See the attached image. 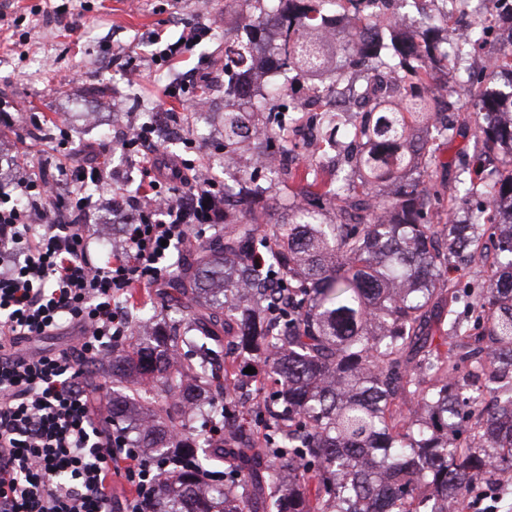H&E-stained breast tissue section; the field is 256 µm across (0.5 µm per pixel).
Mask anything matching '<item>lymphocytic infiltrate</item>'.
<instances>
[{"mask_svg": "<svg viewBox=\"0 0 512 512\" xmlns=\"http://www.w3.org/2000/svg\"><path fill=\"white\" fill-rule=\"evenodd\" d=\"M153 133L144 123L117 144L150 180L107 261L91 256L86 222L97 207L87 185L112 176L101 162L66 171L67 197L45 173L0 197V512H112L116 477L130 488L124 512H150L173 475L169 458L97 418L82 371L129 336L128 289L159 281L173 249L222 216L223 187L191 181L194 162L169 159ZM66 331L71 344L40 347Z\"/></svg>", "mask_w": 512, "mask_h": 512, "instance_id": "obj_1", "label": "lymphocytic infiltrate"}]
</instances>
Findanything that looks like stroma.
Listing matches in <instances>:
<instances>
[{"mask_svg": "<svg viewBox=\"0 0 512 512\" xmlns=\"http://www.w3.org/2000/svg\"><path fill=\"white\" fill-rule=\"evenodd\" d=\"M246 15L242 0H0V104L7 111L0 117V187L24 172L57 171L93 145L113 173L99 197L122 203L113 222L134 220L124 201L147 180L112 148L119 134L109 123L119 105L143 123L161 112L175 116L181 134L156 127L159 149L194 157L212 178L238 183L242 169L224 162V62L215 49L241 34ZM197 25L207 27V38L183 48L175 62L152 61ZM207 82L216 86L210 109L194 113L189 89ZM62 127L71 134L68 146L47 141ZM201 133L209 150L190 155L185 142Z\"/></svg>", "mask_w": 512, "mask_h": 512, "instance_id": "obj_1", "label": "stroma"}]
</instances>
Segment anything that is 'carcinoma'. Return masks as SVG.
Returning <instances> with one entry per match:
<instances>
[{"instance_id":"cac0c4a2","label":"carcinoma","mask_w":512,"mask_h":512,"mask_svg":"<svg viewBox=\"0 0 512 512\" xmlns=\"http://www.w3.org/2000/svg\"><path fill=\"white\" fill-rule=\"evenodd\" d=\"M247 37L224 44V83L233 91L265 39L264 17L279 12L275 45L288 83L309 75L329 98L343 88L333 42L320 39L329 0H248ZM366 25L390 32L393 75L364 79L383 94L361 96L362 112L344 130L357 151L318 176L317 159L296 165L284 137L277 89L250 93L224 112V157L247 152L281 161L270 179L254 171L224 203L239 216L224 232L198 236L181 269L167 280L178 319L156 328L130 354L112 352V376L135 385L114 395L112 427L138 443L185 460L165 484L153 512H457L479 478L512 473V223L472 224L448 196L445 223H434L439 197L412 172L437 165L430 140L412 125L448 136L444 113L476 112V152L462 158L478 173L494 166V185L467 195L493 206L512 202V126L494 122L493 77L469 78L455 100L416 94L434 70L448 66V44L425 24L399 31L391 15ZM298 191L275 221L257 199L272 184ZM336 208L327 224L322 211ZM493 257L486 280L468 279L476 258ZM263 361L268 447H253L241 413L231 435L215 444L196 425L204 406L228 414L240 380L211 363L224 337ZM189 351H184V348ZM235 467L224 485L203 487L210 463Z\"/></svg>"}]
</instances>
